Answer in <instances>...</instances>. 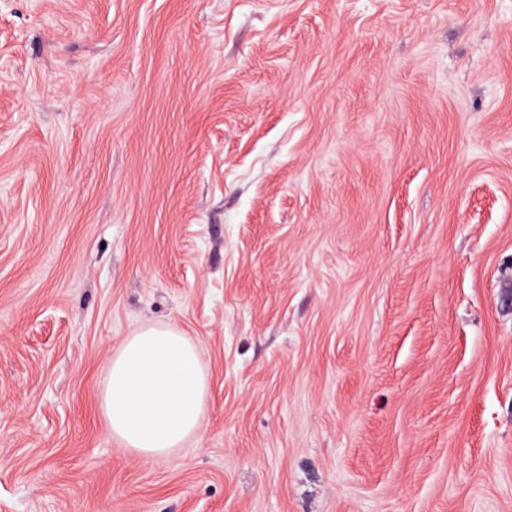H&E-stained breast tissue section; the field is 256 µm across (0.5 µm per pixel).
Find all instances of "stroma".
Listing matches in <instances>:
<instances>
[{
  "label": "stroma",
  "instance_id": "stroma-1",
  "mask_svg": "<svg viewBox=\"0 0 512 512\" xmlns=\"http://www.w3.org/2000/svg\"><path fill=\"white\" fill-rule=\"evenodd\" d=\"M511 283L512 0H0V512H512ZM209 381L196 344L172 327L127 336L108 365L106 426L145 460L166 456L200 430Z\"/></svg>",
  "mask_w": 512,
  "mask_h": 512
}]
</instances>
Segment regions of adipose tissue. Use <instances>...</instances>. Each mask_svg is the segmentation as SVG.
Listing matches in <instances>:
<instances>
[{
    "instance_id": "1",
    "label": "adipose tissue",
    "mask_w": 512,
    "mask_h": 512,
    "mask_svg": "<svg viewBox=\"0 0 512 512\" xmlns=\"http://www.w3.org/2000/svg\"><path fill=\"white\" fill-rule=\"evenodd\" d=\"M208 393L196 344L175 328L148 326L126 337L108 365L106 426L143 459L165 456L198 433Z\"/></svg>"
}]
</instances>
